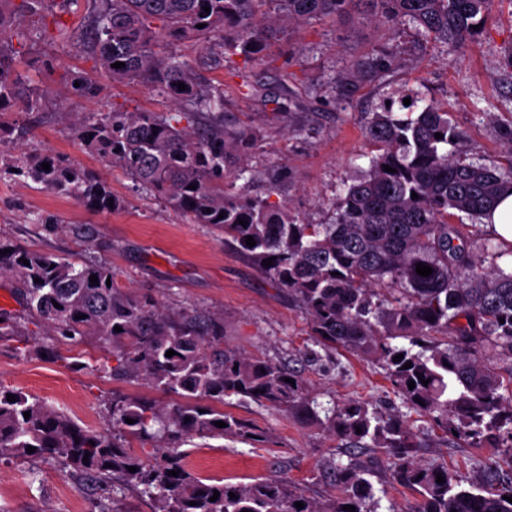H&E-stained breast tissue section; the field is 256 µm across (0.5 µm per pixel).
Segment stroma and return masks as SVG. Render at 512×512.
<instances>
[{
  "mask_svg": "<svg viewBox=\"0 0 512 512\" xmlns=\"http://www.w3.org/2000/svg\"><path fill=\"white\" fill-rule=\"evenodd\" d=\"M67 23L65 36L51 43L31 39L17 56L19 70L47 91L44 109L10 112L4 121L11 141L24 151L67 156L98 172L122 206L97 213L25 178H6L0 180V236L76 261L94 254L111 264L119 284L134 295L158 300L172 312L195 306L222 315L230 348L290 366L324 406L361 400L403 413L419 442L418 461L447 467L461 486H485L484 467L500 457V449L471 447L407 408L374 359L316 346L291 295L236 244L208 226L190 223L121 169L82 151L71 130L73 113L106 102L128 111L163 112L171 101L141 83L112 82L95 65L87 0H74ZM419 39L414 29L404 30L386 82L367 86L347 101L335 100L328 79L364 49L383 42L377 25L321 18L296 26L265 59L266 90L247 97L238 91V72L245 67L241 57L228 55L216 65L195 43H182L179 51L193 62L202 83L223 84L226 111L260 131L257 145L244 152L252 176L249 194L286 205L306 222L325 224L338 194L372 150L364 133L372 112L387 102L397 112H418L430 104L446 110L449 121L465 131L471 156L512 165V0H496L481 33L464 48L439 50L420 45ZM286 68L297 76L295 91L303 103L292 112L280 111L274 101V81ZM66 72L91 74L99 87L96 98L67 95L61 80ZM295 123L305 126L304 136L289 135ZM27 318L29 345L48 352L22 357L15 342H0L1 385L23 389L105 434L112 431L107 409L113 396H150L141 383L85 371V364L101 353L97 340L59 345L41 320ZM224 409L259 425L269 439L254 446L194 439L186 447L193 474L244 483L275 476L322 502L336 494L333 467L350 465L364 469L380 512H416L421 498L394 480L386 449L351 444L268 406L229 399ZM105 505L111 512H154L152 501L131 488L114 491L109 502H102L99 492L58 463L31 458L0 463V512H100Z\"/></svg>",
  "mask_w": 512,
  "mask_h": 512,
  "instance_id": "obj_1",
  "label": "stroma"
}]
</instances>
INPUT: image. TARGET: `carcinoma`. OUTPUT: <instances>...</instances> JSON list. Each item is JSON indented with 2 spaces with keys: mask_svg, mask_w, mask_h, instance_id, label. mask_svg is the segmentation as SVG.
Here are the masks:
<instances>
[{
  "mask_svg": "<svg viewBox=\"0 0 512 512\" xmlns=\"http://www.w3.org/2000/svg\"><path fill=\"white\" fill-rule=\"evenodd\" d=\"M70 3L0 0V113L39 112L45 106L44 94L17 70L16 48L1 38L13 15H29L42 40L50 41L65 33L63 15ZM88 4L93 53L112 81L146 84L169 97L173 108L128 112L104 104L78 112L73 125L80 146L120 168L191 223L237 243L293 295L316 345L376 359L408 406L478 448L492 441L512 455V399L503 395L512 393V267L472 256L462 244L464 225L448 223L456 212L478 220L491 211L502 194L512 192V167L466 161L464 133L433 105L405 118L384 106L366 126L375 153L336 199L332 222H302L283 205L229 188V182L244 178L241 149L254 145L259 131L225 112L223 85L200 84L195 67L175 48L180 41L195 40L204 50L227 51L259 65L273 42L287 38L294 26L353 14L392 36L411 26L438 48L463 46L476 34L474 26L491 14L495 0ZM397 49L385 45L355 58L349 69L330 78L335 95L351 97L362 84L383 80L395 65ZM115 62L125 66L111 67ZM64 82L74 97L96 95L97 84L86 73L70 74ZM3 144L0 135V180L25 177L97 212L120 207L97 172L52 153L4 150ZM44 162L50 170L43 169ZM386 165L396 172L384 171ZM413 192L418 198L411 197ZM249 236L256 242L253 247L246 245ZM268 258L269 267L263 265ZM418 263L433 273L417 274ZM92 275L98 278L95 284L89 282ZM0 278L13 280L19 300L47 322L55 342L80 345L98 339L102 354L94 370L140 380L155 392L179 398L172 404L148 397L113 398L109 438L26 391L0 385V461L31 455L61 462L104 491L117 485L139 488L157 512H346V505L366 512L372 486L355 467L333 469L339 496L324 505L282 479L213 484L185 468L183 446L195 438L227 437L245 444L267 440L253 422L215 408L226 398L268 405L303 422L319 419L320 403L298 375L224 347L223 319L196 308L170 312L137 298L118 285L107 263L78 262L2 238ZM378 287L390 290L391 299H376ZM23 335L20 320L1 311L0 341ZM169 350L175 355L166 356ZM398 354L404 358L393 361ZM408 362L412 367L403 368ZM410 382L415 383L412 389ZM9 394L15 401H7ZM322 412L329 434L356 442L368 437L373 447L389 450L397 479L423 497L418 512H512V503L503 499L512 497V482L468 489L447 469L416 461V444L403 416L359 401ZM216 421L226 426L219 428ZM134 441L142 453L128 451ZM29 446L35 452L27 453ZM131 467L136 471L130 472ZM216 491L218 499L209 501Z\"/></svg>",
  "mask_w": 512,
  "mask_h": 512,
  "instance_id": "1",
  "label": "carcinoma"
}]
</instances>
